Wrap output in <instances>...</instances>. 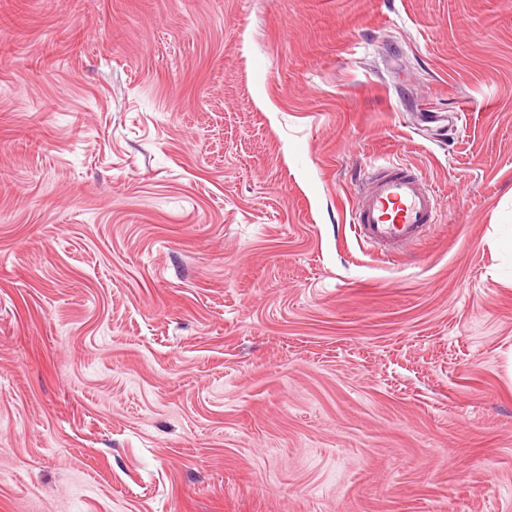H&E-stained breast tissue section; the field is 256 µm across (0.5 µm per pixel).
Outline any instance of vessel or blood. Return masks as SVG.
Masks as SVG:
<instances>
[{
    "label": "vessel or blood",
    "mask_w": 512,
    "mask_h": 512,
    "mask_svg": "<svg viewBox=\"0 0 512 512\" xmlns=\"http://www.w3.org/2000/svg\"><path fill=\"white\" fill-rule=\"evenodd\" d=\"M437 213L438 194L422 175L391 162H375L351 221L364 243L389 256L424 237Z\"/></svg>",
    "instance_id": "vessel-or-blood-1"
}]
</instances>
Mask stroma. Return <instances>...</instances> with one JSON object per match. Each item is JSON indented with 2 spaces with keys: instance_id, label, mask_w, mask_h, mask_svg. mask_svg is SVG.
<instances>
[{
  "instance_id": "35a3bbf8",
  "label": "stroma",
  "mask_w": 512,
  "mask_h": 512,
  "mask_svg": "<svg viewBox=\"0 0 512 512\" xmlns=\"http://www.w3.org/2000/svg\"><path fill=\"white\" fill-rule=\"evenodd\" d=\"M509 222L512 0H0V512H512ZM370 165L351 222L384 256L412 245L436 224L438 194L422 175L391 162Z\"/></svg>"
}]
</instances>
